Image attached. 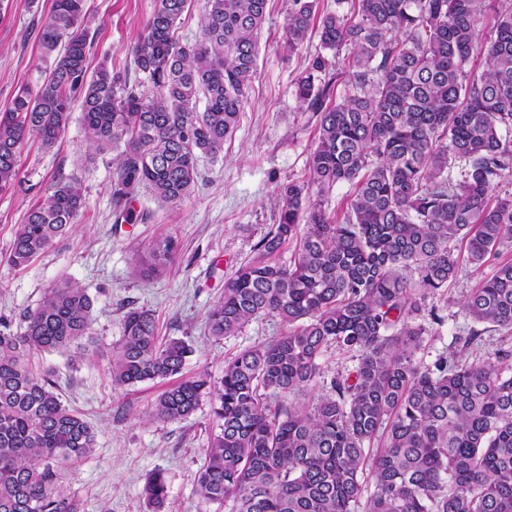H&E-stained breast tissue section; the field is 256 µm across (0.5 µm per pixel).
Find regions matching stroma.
Listing matches in <instances>:
<instances>
[{
  "label": "stroma",
  "mask_w": 512,
  "mask_h": 512,
  "mask_svg": "<svg viewBox=\"0 0 512 512\" xmlns=\"http://www.w3.org/2000/svg\"><path fill=\"white\" fill-rule=\"evenodd\" d=\"M156 0H84L93 40L90 67L107 62L133 69L131 50ZM52 0H0V111L19 89L44 79L50 61L39 46V31ZM288 0H270L258 33L259 57L248 100L224 157L201 160V177L180 206L161 203L141 189L136 209L150 212V223L115 224L112 212V157L87 160L79 116H72L51 150L29 143L18 181L0 191V318L19 328L27 310L36 308L58 279L72 278L93 300L91 337L108 349L122 337L121 319L132 307L156 311L161 336L192 344L183 377L207 370L220 378L224 360L239 349L267 342L281 331L277 321L260 318L241 333L222 339L209 335L206 314L223 294L225 283L241 262L249 260L255 242L274 224L278 187L303 179L315 146V131L294 95L293 79L303 58L316 48L304 44L295 53L283 47ZM78 178L86 197L76 226L23 269L6 261L13 227L29 207L43 200L54 181ZM178 240L175 259L158 277L133 271L139 244L165 233ZM492 265H463L448 287L427 299L443 324L429 325L419 353L425 362L448 352L466 322L461 301ZM35 366L54 374L62 403L80 413L96 432V448L66 484L85 512H150L142 495L146 475L164 470L168 501L164 512H231V503H205L195 493L211 433V404L202 399L194 414L179 422L152 421L148 412L167 384L163 381L117 387L101 358L69 359L42 353Z\"/></svg>",
  "instance_id": "obj_1"
}]
</instances>
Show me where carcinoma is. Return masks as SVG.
I'll list each match as a JSON object with an SVG mask.
<instances>
[{
	"mask_svg": "<svg viewBox=\"0 0 512 512\" xmlns=\"http://www.w3.org/2000/svg\"><path fill=\"white\" fill-rule=\"evenodd\" d=\"M284 48L316 30L319 48L296 75L316 146L303 181L280 186L277 223L255 243L207 314L215 338L261 316L284 331L154 401V420L187 419L206 394L212 434L196 494L233 501L234 512H512V344L468 353L488 325L512 335V259L474 283L462 309L474 323L435 361L418 358V318L428 294L459 272L457 247L481 267L512 241V0H290ZM191 0H157L133 48L135 71H88L84 0H54L39 44L52 60L35 90L0 112V190L16 182L30 140L52 148L80 101L88 148L112 153L117 224L136 220L140 186L178 206L232 138L256 73V33L268 0H205L200 35H177ZM486 38H481L484 30ZM480 55L484 70L467 69ZM344 82L342 97L335 85ZM350 186L342 219L325 208ZM85 208L81 183L60 179L15 227L7 262L27 265L67 234ZM295 243L289 263L278 256ZM177 252L167 234L143 246L138 267L156 276ZM93 303L62 280L0 329V512H80L67 473L95 448V432L62 404L31 357L88 352ZM330 349L357 354L327 376ZM193 348L158 335L155 314L130 308L122 338L105 354L115 386L180 373ZM318 393L305 404L290 397ZM143 494L154 512L168 481L151 472Z\"/></svg>",
	"mask_w": 512,
	"mask_h": 512,
	"instance_id": "carcinoma-1",
	"label": "carcinoma"
}]
</instances>
